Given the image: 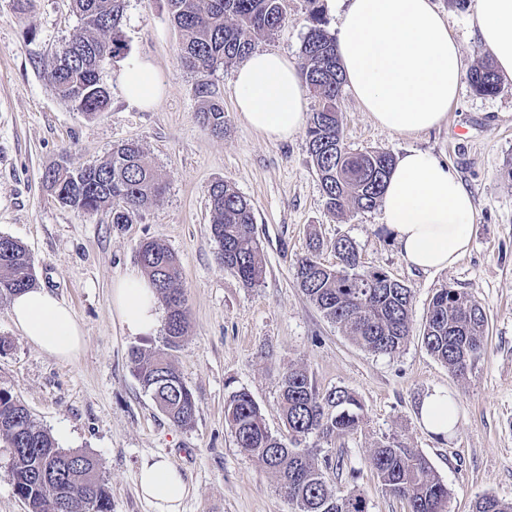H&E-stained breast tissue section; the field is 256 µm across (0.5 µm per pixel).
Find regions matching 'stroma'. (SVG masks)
Wrapping results in <instances>:
<instances>
[{
  "label": "stroma",
  "instance_id": "obj_1",
  "mask_svg": "<svg viewBox=\"0 0 512 512\" xmlns=\"http://www.w3.org/2000/svg\"><path fill=\"white\" fill-rule=\"evenodd\" d=\"M456 40L464 71L491 55L474 35L472 5L433 0ZM287 19L258 35L255 47L299 62L308 30L306 0H285ZM81 23L70 0H31L26 13L0 0V235L19 240L34 260L39 287L67 304L82 326L81 353L59 360L30 344L0 302V390L18 397L59 447L99 457L112 493V512H154L136 476L144 461L162 454L183 473L190 492L183 512H294L274 473L238 448L224 420L232 392L244 389L273 434H284L279 382L288 370H307L316 389L343 387L361 399V427L344 437L310 438L329 460L334 489H357L367 512H406L385 493L369 459L397 438L430 462L448 486L449 512H471L478 496L512 502V79L482 96L462 84L438 128L399 135L381 128L350 90L339 104L346 145L401 156L431 152L471 193L475 217L469 251L452 267L421 271L401 257L380 208L332 213L308 153L305 132L285 141L252 130L235 105V65L208 80L224 104V132L214 135L199 117V74L180 60V34L166 0H126L124 58L105 60L100 82L110 93L107 111L84 115L62 101L44 65ZM151 61L162 78L155 103L131 102L120 82L127 62ZM134 141L147 162L166 174L167 187L134 223L115 227L108 213H86L59 203L42 182L49 166L78 169L103 160L114 146ZM227 181L253 206L264 274L245 286L216 259L209 188ZM324 242L320 260L336 265V238L351 239L364 270H381L411 290L407 343L392 355L352 341L304 295L296 264L312 235ZM154 239L177 257L189 327L173 360L194 393L190 425L170 422L144 391L131 349L151 353L161 334L129 335L112 313L115 279L139 271L138 244ZM473 296L488 319L483 357L460 378L434 358L420 335L437 288ZM441 391L454 401L458 422L449 436L422 424L425 397Z\"/></svg>",
  "mask_w": 512,
  "mask_h": 512
}]
</instances>
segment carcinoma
Returning <instances> with one entry per match:
<instances>
[{"label":"carcinoma","mask_w":512,"mask_h":512,"mask_svg":"<svg viewBox=\"0 0 512 512\" xmlns=\"http://www.w3.org/2000/svg\"><path fill=\"white\" fill-rule=\"evenodd\" d=\"M166 2L169 18L182 34L180 57L201 74L246 58L259 34L275 31L285 20L283 0ZM306 2L309 28L301 47V76L305 88L318 98L307 130L309 153L329 209H371L382 196L395 160L386 151L355 152L346 147L339 113L344 78L336 38L326 29L321 0ZM72 7L82 31L46 62L44 71L60 99L93 116L111 101L99 80L101 63L128 53L121 28L124 0H72ZM470 84L478 95H494L501 89V78L491 63L483 62L471 71ZM195 93L202 104V123L215 134L223 133L224 105L211 84L200 81ZM42 179L61 204L89 213L106 210L117 225L133 223L166 190L165 175L146 162L135 143L118 145L105 160L84 168L55 164L45 169ZM209 201L217 259L244 284L259 283L263 253L254 237L252 205L224 180L211 184ZM321 247L323 242L314 239L309 253L297 262L302 292L327 320L366 350L388 355L399 351L410 334V288L383 271L360 270L357 249L347 237L332 244L338 258L334 267L318 260ZM137 260L155 285L166 319L164 348L151 354L132 350V368L168 420L187 426L198 404L169 359V351L180 346L189 326L181 266L165 245L153 239L140 242ZM36 285L25 246L0 235V301ZM486 328L487 316L479 303L445 286L432 298L421 340L431 355L455 375L464 376L485 353ZM280 400L287 443L267 429L249 392L239 390L229 396L224 418L241 451L276 474L279 491L295 512H366L360 492L329 488V462L305 448L310 437H341L357 430L364 419L362 402L341 387L324 394L317 391L303 369L282 376ZM0 439L10 448L13 489L28 512H61L63 499L69 502L68 512H112L102 460L86 451L59 447L26 406L2 390ZM370 466L382 489L405 501L408 512H448V486L418 451L387 441L375 448ZM472 512H512V502L486 494L477 497Z\"/></svg>","instance_id":"1"}]
</instances>
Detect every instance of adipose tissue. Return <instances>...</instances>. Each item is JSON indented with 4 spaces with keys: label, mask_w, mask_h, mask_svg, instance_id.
<instances>
[{
    "label": "adipose tissue",
    "mask_w": 512,
    "mask_h": 512,
    "mask_svg": "<svg viewBox=\"0 0 512 512\" xmlns=\"http://www.w3.org/2000/svg\"><path fill=\"white\" fill-rule=\"evenodd\" d=\"M473 26L498 71L512 78V0H474ZM347 86L381 127L411 134L441 125L461 80L459 47L431 0H348L336 39ZM120 80L141 106L159 95L150 61L128 64ZM236 106L246 123L272 140L297 133L306 118L303 85L287 57L251 53L235 72ZM475 207L459 178L433 155L400 156L382 194V220L403 260L422 271L453 266L471 244ZM112 310L133 336L153 333L160 308L151 282L132 272L112 289ZM9 315L30 343L61 360L76 357L84 332L71 309L51 292L15 295ZM143 498L155 512H182L189 487L165 456L146 460L138 474Z\"/></svg>",
    "instance_id": "adipose-tissue-1"
}]
</instances>
